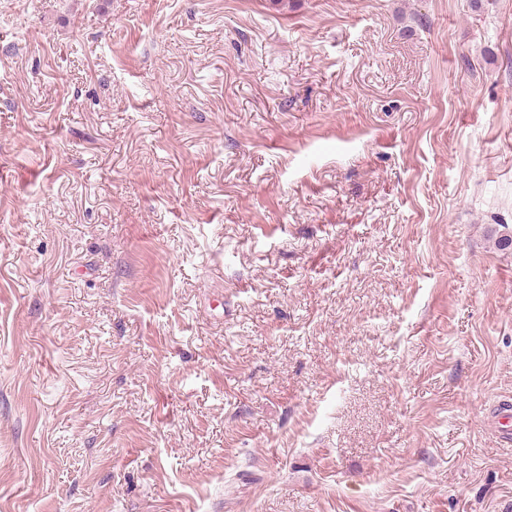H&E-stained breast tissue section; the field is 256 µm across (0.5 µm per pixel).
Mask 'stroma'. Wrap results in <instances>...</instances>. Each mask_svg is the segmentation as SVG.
Returning <instances> with one entry per match:
<instances>
[{
  "label": "stroma",
  "mask_w": 512,
  "mask_h": 512,
  "mask_svg": "<svg viewBox=\"0 0 512 512\" xmlns=\"http://www.w3.org/2000/svg\"><path fill=\"white\" fill-rule=\"evenodd\" d=\"M512 0H0V512H512Z\"/></svg>",
  "instance_id": "obj_1"
}]
</instances>
